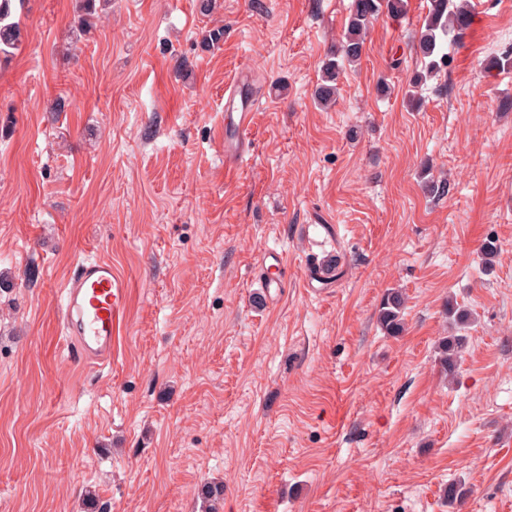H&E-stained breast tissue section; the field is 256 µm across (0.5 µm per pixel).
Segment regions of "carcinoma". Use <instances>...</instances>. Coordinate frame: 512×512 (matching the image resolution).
<instances>
[{
    "label": "carcinoma",
    "instance_id": "obj_1",
    "mask_svg": "<svg viewBox=\"0 0 512 512\" xmlns=\"http://www.w3.org/2000/svg\"><path fill=\"white\" fill-rule=\"evenodd\" d=\"M24 0H0V56L7 57L20 43V28L11 20L14 2ZM406 9V0H353L344 31L336 44L334 57L324 66L321 83L315 90L317 102L327 104L336 95L337 82L345 66L363 55L367 31L383 14L398 16ZM470 24L467 0H430V8L424 29L420 32L418 48L429 59L428 71L438 72L448 65L444 47L448 37L460 38ZM404 297L398 291L388 293L379 312V322L390 335L401 333V312ZM460 339L446 337L439 345L440 362L448 373L455 372L460 357Z\"/></svg>",
    "mask_w": 512,
    "mask_h": 512
}]
</instances>
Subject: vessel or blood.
Returning a JSON list of instances; mask_svg holds the SVG:
<instances>
[{"mask_svg": "<svg viewBox=\"0 0 512 512\" xmlns=\"http://www.w3.org/2000/svg\"><path fill=\"white\" fill-rule=\"evenodd\" d=\"M224 168L233 170L248 152L247 132L254 121L255 103L244 95L241 82L224 89ZM62 334L75 358L99 367L112 360V339L126 317L129 289L112 269L111 261L87 258L60 288Z\"/></svg>", "mask_w": 512, "mask_h": 512, "instance_id": "vessel-or-blood-1", "label": "vessel or blood"}]
</instances>
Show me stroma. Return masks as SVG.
Masks as SVG:
<instances>
[{
  "label": "stroma",
  "instance_id": "stroma-1",
  "mask_svg": "<svg viewBox=\"0 0 512 512\" xmlns=\"http://www.w3.org/2000/svg\"><path fill=\"white\" fill-rule=\"evenodd\" d=\"M351 3L18 14L0 59V512H512V67L483 68L512 51V0H469L418 86L429 3L407 0L324 109ZM238 79L258 110L230 176ZM269 254L282 287L261 285ZM86 257L131 288L102 369L60 334ZM393 289L396 336L378 322ZM461 342L456 336L446 337L439 345L440 362L448 373L455 372L460 357Z\"/></svg>",
  "mask_w": 512,
  "mask_h": 512
}]
</instances>
